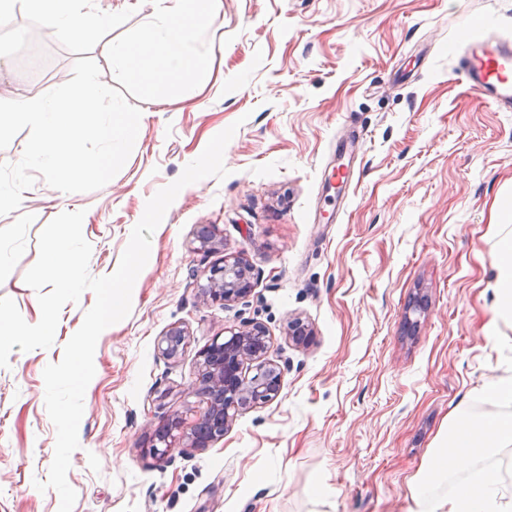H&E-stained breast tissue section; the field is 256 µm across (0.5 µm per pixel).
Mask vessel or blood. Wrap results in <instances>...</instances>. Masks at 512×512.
Instances as JSON below:
<instances>
[{
	"instance_id": "b4317fda",
	"label": "vessel or blood",
	"mask_w": 512,
	"mask_h": 512,
	"mask_svg": "<svg viewBox=\"0 0 512 512\" xmlns=\"http://www.w3.org/2000/svg\"><path fill=\"white\" fill-rule=\"evenodd\" d=\"M457 69L482 101L512 112V40L494 34L470 37L460 48Z\"/></svg>"
}]
</instances>
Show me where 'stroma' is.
Returning a JSON list of instances; mask_svg holds the SVG:
<instances>
[{"label": "stroma", "mask_w": 512, "mask_h": 512, "mask_svg": "<svg viewBox=\"0 0 512 512\" xmlns=\"http://www.w3.org/2000/svg\"><path fill=\"white\" fill-rule=\"evenodd\" d=\"M112 24L94 41L44 29L17 5L0 28V58L21 96L71 78L75 60L142 110L120 172L70 201L36 179L19 214L0 216V297L27 323L41 311L24 275L43 228L84 211L89 273L112 274L148 199L175 181L209 140L237 131L229 174L184 187L151 238L130 314L105 329L84 395L79 447L67 474L73 512H408L410 487L450 410L496 376H512L482 326L496 302L489 225H512V112L479 101L456 70L462 40L488 28L512 35V0H220L199 36L210 69L152 94L104 65L115 39H134L152 0H102ZM365 138L343 190L328 183L348 123ZM212 224L225 253L253 271V288L225 307L199 286L213 255L196 230ZM95 302L63 306L54 343L13 349L0 367V512H59L39 491L56 430L43 371ZM309 346L288 342L290 316ZM258 322L283 363L278 397L238 415L223 440L149 455L155 428L202 409L190 388L199 354L225 329ZM187 339L177 358L158 342ZM324 479L323 501L310 493ZM186 338L184 328L180 326L169 328L162 336L158 348L162 354L168 358H174L183 348Z\"/></svg>", "instance_id": "stroma-1"}]
</instances>
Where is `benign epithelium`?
<instances>
[{
	"label": "benign epithelium",
	"instance_id": "benign-epithelium-1",
	"mask_svg": "<svg viewBox=\"0 0 512 512\" xmlns=\"http://www.w3.org/2000/svg\"><path fill=\"white\" fill-rule=\"evenodd\" d=\"M197 241L199 249L219 255L199 288L200 297L224 306L245 298L250 292L252 269L241 259L224 254V244L214 225H199ZM288 335L294 344L303 345L311 332L301 319L293 318ZM185 338L184 328L171 327L158 348L164 356L174 358L183 348ZM267 349L265 328L252 324L230 330L229 335L214 340L201 351L191 393L200 397L205 407L188 427L182 418L173 419L169 435L152 444L150 455L163 459L179 447L205 448L224 438L240 412L273 400L280 390L283 372L279 363L266 359ZM254 362L260 365L259 372L247 379L243 369Z\"/></svg>",
	"mask_w": 512,
	"mask_h": 512
}]
</instances>
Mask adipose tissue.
I'll list each match as a JSON object with an SVG mask.
<instances>
[{
  "instance_id": "1",
  "label": "adipose tissue",
  "mask_w": 512,
  "mask_h": 512,
  "mask_svg": "<svg viewBox=\"0 0 512 512\" xmlns=\"http://www.w3.org/2000/svg\"><path fill=\"white\" fill-rule=\"evenodd\" d=\"M31 30L50 28L65 39H87L110 21L97 0H29ZM219 16L217 4L199 0H158V10L132 42L113 41L108 61L113 70L130 79L164 81L175 75L202 71L208 59L194 47L198 33L212 28ZM491 235L498 248L494 263L497 300L485 326L493 348L512 351V337L504 335L512 324V226L496 224ZM485 411L473 413L474 402ZM512 378H498L474 389L470 399L458 403L447 436L418 474L411 493L410 512H512V482L489 465V458L512 446Z\"/></svg>"
}]
</instances>
